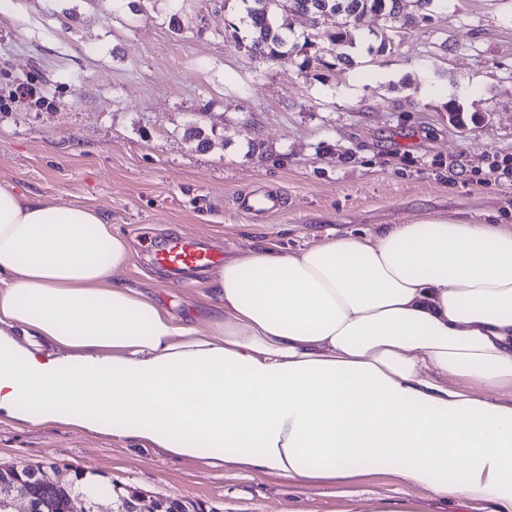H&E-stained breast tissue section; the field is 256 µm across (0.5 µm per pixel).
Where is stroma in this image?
Listing matches in <instances>:
<instances>
[{
	"mask_svg": "<svg viewBox=\"0 0 512 512\" xmlns=\"http://www.w3.org/2000/svg\"><path fill=\"white\" fill-rule=\"evenodd\" d=\"M241 15L239 0H9L0 96L34 81L49 104L0 112V184L96 208L131 240L123 280L201 327L209 271L150 259L174 234L229 258L426 214L512 222V184L483 180L512 157V0H447L384 52L333 67L250 58L230 38ZM254 191L279 192L280 210L242 214L235 198ZM0 465L80 468L205 512H496L385 474L307 489L61 424L0 420Z\"/></svg>",
	"mask_w": 512,
	"mask_h": 512,
	"instance_id": "1",
	"label": "stroma"
}]
</instances>
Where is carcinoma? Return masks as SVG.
<instances>
[{
	"label": "carcinoma",
	"instance_id": "cac0c4a2",
	"mask_svg": "<svg viewBox=\"0 0 512 512\" xmlns=\"http://www.w3.org/2000/svg\"><path fill=\"white\" fill-rule=\"evenodd\" d=\"M418 2L419 11L406 17L402 15V0H242L245 5L247 35L240 36L239 31L234 27L231 38L235 45L244 43L256 53L277 62L316 45V42L307 37L301 44L288 43L287 31L291 30L289 17L293 14L310 13L328 17H348L383 12L396 17L395 24L390 26V31L396 33L398 28L404 25L412 27L431 20L429 11L435 6L437 0H418ZM357 32L358 29L353 26L338 27L332 42L353 49L357 46ZM326 52L333 55L334 59L341 64L352 62V57L347 52L337 54L332 49L326 51L321 48L305 57L303 64L308 66L315 62L323 66L328 65L324 60ZM86 476L85 471L75 469L68 482L45 487L38 498L36 512H81V500L85 498L81 488Z\"/></svg>",
	"mask_w": 512,
	"mask_h": 512
}]
</instances>
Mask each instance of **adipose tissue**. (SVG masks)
Instances as JSON below:
<instances>
[{
  "instance_id": "obj_1",
  "label": "adipose tissue",
  "mask_w": 512,
  "mask_h": 512,
  "mask_svg": "<svg viewBox=\"0 0 512 512\" xmlns=\"http://www.w3.org/2000/svg\"><path fill=\"white\" fill-rule=\"evenodd\" d=\"M130 255L95 209L0 185V418L512 512V225L428 215L249 249L213 273L205 328L125 286Z\"/></svg>"
}]
</instances>
